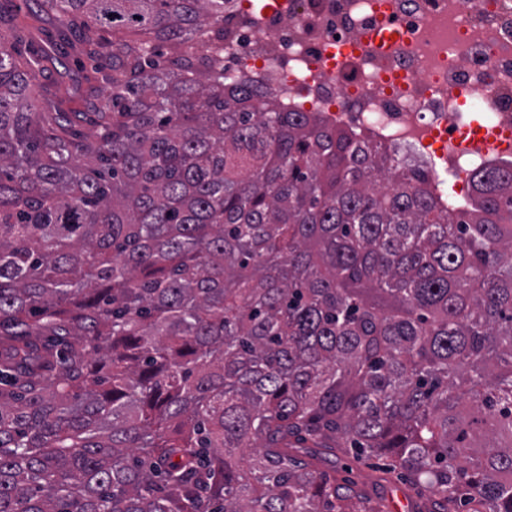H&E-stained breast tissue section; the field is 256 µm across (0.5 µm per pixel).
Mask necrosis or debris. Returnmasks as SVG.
I'll list each match as a JSON object with an SVG mask.
<instances>
[{
	"label": "necrosis or debris",
	"mask_w": 512,
	"mask_h": 512,
	"mask_svg": "<svg viewBox=\"0 0 512 512\" xmlns=\"http://www.w3.org/2000/svg\"><path fill=\"white\" fill-rule=\"evenodd\" d=\"M224 78L316 112L423 167L444 204L512 163V0H253L224 13ZM497 134L473 138L469 105Z\"/></svg>",
	"instance_id": "1"
}]
</instances>
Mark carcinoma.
<instances>
[{"mask_svg": "<svg viewBox=\"0 0 512 512\" xmlns=\"http://www.w3.org/2000/svg\"><path fill=\"white\" fill-rule=\"evenodd\" d=\"M230 0H0V512H512V164L383 144L160 48ZM107 93L63 112L45 24ZM352 465L353 470L350 473L345 472V467ZM384 466L382 462L376 459L367 461V464H355L352 462L351 456H341V459L336 461V477L353 479L358 482L360 487H364L371 494H376L381 497L382 502L386 505L385 512H397L390 510L391 502L402 494L406 495L409 499H415L416 494L407 485L403 484L397 479L394 473H383ZM352 470V472H351ZM387 477L386 481H380L379 477Z\"/></svg>", "mask_w": 512, "mask_h": 512, "instance_id": "cac0c4a2", "label": "carcinoma"}]
</instances>
